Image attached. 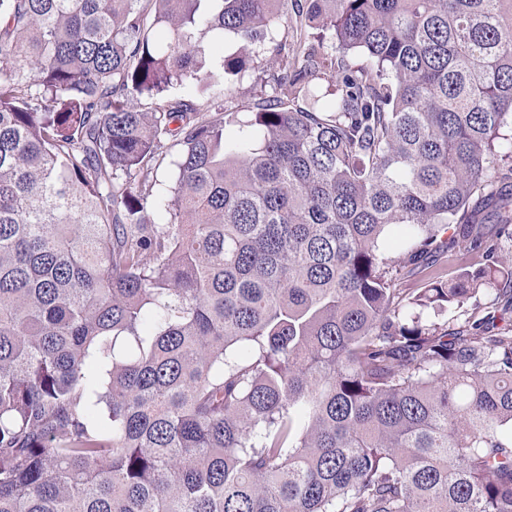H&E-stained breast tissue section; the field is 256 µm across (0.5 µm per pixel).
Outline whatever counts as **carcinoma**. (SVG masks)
<instances>
[{
    "instance_id": "carcinoma-1",
    "label": "carcinoma",
    "mask_w": 512,
    "mask_h": 512,
    "mask_svg": "<svg viewBox=\"0 0 512 512\" xmlns=\"http://www.w3.org/2000/svg\"><path fill=\"white\" fill-rule=\"evenodd\" d=\"M287 12L0 0V512H512V0H306L233 135ZM288 40L292 42L293 31L288 22H282L274 33L273 40L267 42L261 49L247 50L240 56L246 61V69L242 71L241 77L228 85L225 92L224 101L226 107L233 108V111L240 112L238 118L246 120L252 117V114L245 111L248 106H252L260 85H257L259 75L265 73L277 72L281 66L282 55L277 51V45L280 42ZM176 158L177 148L174 147L169 150L167 156L164 158L160 164V167L156 171L155 178L157 179V187L159 192L164 195H167V191L176 175V167L174 165Z\"/></svg>"
}]
</instances>
